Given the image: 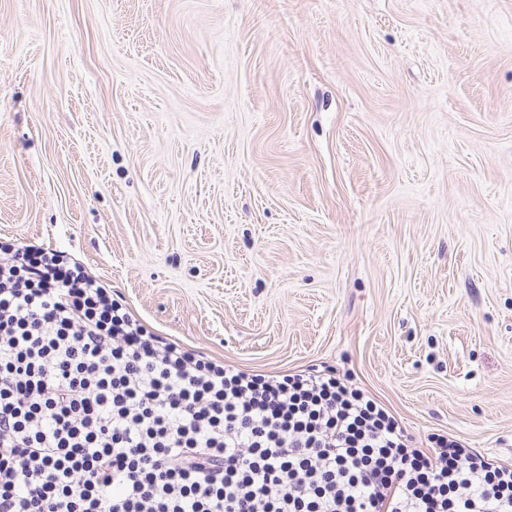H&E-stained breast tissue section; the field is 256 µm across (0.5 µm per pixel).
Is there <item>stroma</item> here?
Returning <instances> with one entry per match:
<instances>
[{
	"mask_svg": "<svg viewBox=\"0 0 512 512\" xmlns=\"http://www.w3.org/2000/svg\"><path fill=\"white\" fill-rule=\"evenodd\" d=\"M0 242L512 463V0H0Z\"/></svg>",
	"mask_w": 512,
	"mask_h": 512,
	"instance_id": "35a3bbf8",
	"label": "stroma"
}]
</instances>
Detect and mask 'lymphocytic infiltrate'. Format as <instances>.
Segmentation results:
<instances>
[{
	"label": "lymphocytic infiltrate",
	"instance_id": "1",
	"mask_svg": "<svg viewBox=\"0 0 512 512\" xmlns=\"http://www.w3.org/2000/svg\"><path fill=\"white\" fill-rule=\"evenodd\" d=\"M350 375L150 331L66 252L0 244V512H512V464Z\"/></svg>",
	"mask_w": 512,
	"mask_h": 512
}]
</instances>
